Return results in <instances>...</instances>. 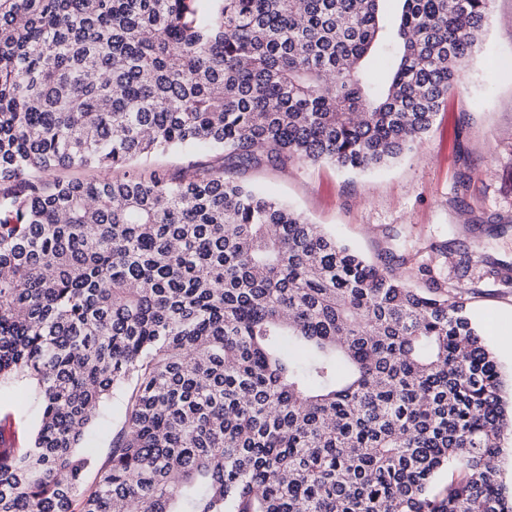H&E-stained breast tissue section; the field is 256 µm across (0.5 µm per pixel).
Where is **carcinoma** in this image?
I'll use <instances>...</instances> for the list:
<instances>
[{"instance_id": "cac0c4a2", "label": "carcinoma", "mask_w": 512, "mask_h": 512, "mask_svg": "<svg viewBox=\"0 0 512 512\" xmlns=\"http://www.w3.org/2000/svg\"><path fill=\"white\" fill-rule=\"evenodd\" d=\"M197 2L0 0V387L41 407L25 441L0 417V512H512L487 464L512 408L462 293L222 168L137 171L178 148L382 167L492 0H403L393 45L383 0ZM112 394L99 459L79 448Z\"/></svg>"}]
</instances>
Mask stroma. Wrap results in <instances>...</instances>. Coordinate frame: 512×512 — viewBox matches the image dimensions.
I'll list each match as a JSON object with an SVG mask.
<instances>
[{
	"mask_svg": "<svg viewBox=\"0 0 512 512\" xmlns=\"http://www.w3.org/2000/svg\"><path fill=\"white\" fill-rule=\"evenodd\" d=\"M224 177L288 202L413 287L465 289L512 399V351L499 343L512 331V282L465 262L478 250L512 265V0H493L480 52L410 154L372 172L294 162L244 174L228 167ZM121 413L120 401L104 402L84 451L105 457Z\"/></svg>",
	"mask_w": 512,
	"mask_h": 512,
	"instance_id": "obj_1",
	"label": "stroma"
}]
</instances>
